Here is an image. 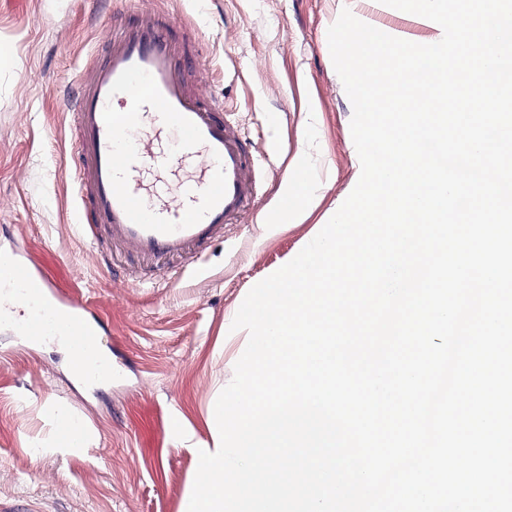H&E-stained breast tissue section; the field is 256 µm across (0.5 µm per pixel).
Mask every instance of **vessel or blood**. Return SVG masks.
Wrapping results in <instances>:
<instances>
[{"label":"vessel or blood","mask_w":512,"mask_h":512,"mask_svg":"<svg viewBox=\"0 0 512 512\" xmlns=\"http://www.w3.org/2000/svg\"><path fill=\"white\" fill-rule=\"evenodd\" d=\"M177 54L176 40L161 23L119 29L107 57L64 99L77 118V229L86 239L103 235L143 258L201 251L250 210L258 189L243 131L222 106L191 91ZM169 128L179 134L184 155L200 164L178 204H151L140 171L170 165L158 147ZM0 277L40 296L23 323L29 340L40 341L55 325L86 347L77 361L84 379L104 375L88 355L98 330L85 305L62 293L33 261L10 253L0 254Z\"/></svg>","instance_id":"1"}]
</instances>
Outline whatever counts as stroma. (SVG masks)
<instances>
[{
	"mask_svg": "<svg viewBox=\"0 0 512 512\" xmlns=\"http://www.w3.org/2000/svg\"><path fill=\"white\" fill-rule=\"evenodd\" d=\"M128 8L0 0V250L32 258L87 303L112 357L111 380L84 384L61 350L22 336L23 308L0 318V512H181L192 445L208 440L207 412L248 343L231 328L243 299L317 235L361 174L328 45L341 0H144V12L176 22L192 90L246 131L259 195L194 261L152 263L79 235L75 129L61 100L108 51ZM350 10L412 42L436 33L380 0H351ZM297 162L319 189L299 199L292 224L276 211ZM51 408L90 425L91 450L51 452Z\"/></svg>",
	"mask_w": 512,
	"mask_h": 512,
	"instance_id": "obj_1",
	"label": "stroma"
}]
</instances>
